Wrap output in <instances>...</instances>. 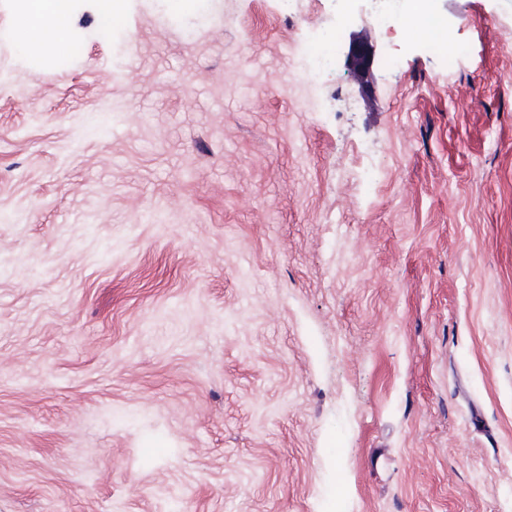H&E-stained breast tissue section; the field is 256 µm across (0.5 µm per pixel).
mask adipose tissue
<instances>
[{"label":"adipose tissue","instance_id":"obj_1","mask_svg":"<svg viewBox=\"0 0 512 512\" xmlns=\"http://www.w3.org/2000/svg\"><path fill=\"white\" fill-rule=\"evenodd\" d=\"M17 43L25 50L43 43L63 49L71 25V0H17ZM41 30V41H34L31 33Z\"/></svg>","mask_w":512,"mask_h":512}]
</instances>
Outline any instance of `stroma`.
I'll list each match as a JSON object with an SVG mask.
<instances>
[{"instance_id": "1", "label": "stroma", "mask_w": 512, "mask_h": 512, "mask_svg": "<svg viewBox=\"0 0 512 512\" xmlns=\"http://www.w3.org/2000/svg\"><path fill=\"white\" fill-rule=\"evenodd\" d=\"M15 3L0 512H512V0H433L453 62L350 0L318 93L282 0H71L61 51Z\"/></svg>"}]
</instances>
